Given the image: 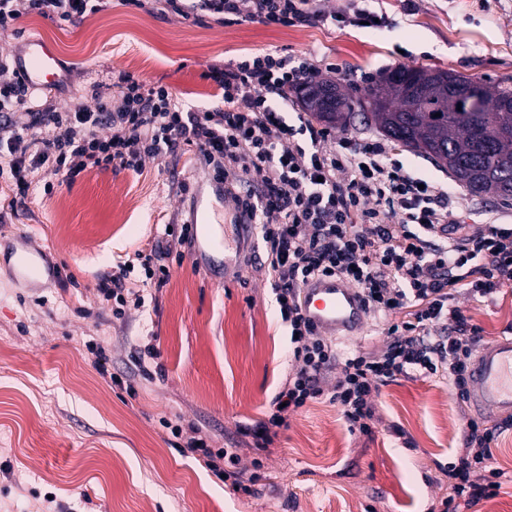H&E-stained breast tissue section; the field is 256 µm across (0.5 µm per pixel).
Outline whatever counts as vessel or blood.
Wrapping results in <instances>:
<instances>
[{
    "instance_id": "vessel-or-blood-1",
    "label": "vessel or blood",
    "mask_w": 512,
    "mask_h": 512,
    "mask_svg": "<svg viewBox=\"0 0 512 512\" xmlns=\"http://www.w3.org/2000/svg\"><path fill=\"white\" fill-rule=\"evenodd\" d=\"M15 68L34 91L51 89L65 80L55 46L39 37L21 45ZM189 222L198 256L220 247L205 214L192 213ZM299 294L303 316L320 335L351 337L363 330L367 309L358 288L345 277L317 275L307 279ZM467 388L474 410L512 411V339L478 349L468 369Z\"/></svg>"
}]
</instances>
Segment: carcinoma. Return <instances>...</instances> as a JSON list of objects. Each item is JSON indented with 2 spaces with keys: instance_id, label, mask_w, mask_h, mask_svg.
<instances>
[{
  "instance_id": "carcinoma-1",
  "label": "carcinoma",
  "mask_w": 512,
  "mask_h": 512,
  "mask_svg": "<svg viewBox=\"0 0 512 512\" xmlns=\"http://www.w3.org/2000/svg\"><path fill=\"white\" fill-rule=\"evenodd\" d=\"M358 109L470 190L512 199V78L489 86L452 71L400 67L357 95L336 80L319 82L304 103L313 118L344 128Z\"/></svg>"
}]
</instances>
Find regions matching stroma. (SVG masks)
<instances>
[{
	"label": "stroma",
	"mask_w": 512,
	"mask_h": 512,
	"mask_svg": "<svg viewBox=\"0 0 512 512\" xmlns=\"http://www.w3.org/2000/svg\"><path fill=\"white\" fill-rule=\"evenodd\" d=\"M392 24L358 27L255 23L194 24L180 16L124 5L82 23L60 25L31 14L0 31V54L24 38L53 43L69 78L54 91L58 107L88 101L93 83L130 72L162 84L181 102L220 106L204 77L211 65L278 49L314 54L321 78L338 67L345 83L361 73L399 66L452 70L491 83L512 77V0H369ZM397 152L413 175L449 184L466 223L511 224L512 201L480 200L448 171L405 147ZM35 179L55 186L13 202L0 179V512H439L448 494L443 466L464 446L473 417L443 377L402 375L381 386L372 435L351 432L325 399L291 414L266 450L253 448L243 427L265 419L295 366L288 332L274 315L256 267L255 242L215 255L210 268L181 247L163 288L142 311L112 315L96 285L117 261L164 227L190 216L193 200L232 236L231 198L214 195L213 179L194 152L146 159L140 172H83L75 182L45 169ZM188 192H180V183ZM28 239L61 266L60 278L12 275L9 253ZM463 313L481 326L484 342L512 336V287L492 303L462 295ZM150 344L143 367L129 360ZM105 349L113 371L134 377L136 396L113 386L97 367ZM501 431L493 462L504 477L496 497L463 512H512V426L483 414ZM206 435L213 448L236 455L251 492H237L202 462L181 455L165 421ZM403 438H396V431Z\"/></svg>",
	"instance_id": "stroma-1"
}]
</instances>
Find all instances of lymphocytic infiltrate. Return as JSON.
Segmentation results:
<instances>
[{"instance_id": "f902f5d3", "label": "lymphocytic infiltrate", "mask_w": 512, "mask_h": 512, "mask_svg": "<svg viewBox=\"0 0 512 512\" xmlns=\"http://www.w3.org/2000/svg\"><path fill=\"white\" fill-rule=\"evenodd\" d=\"M137 9L171 12L200 23L267 27L320 24L371 28L387 24L367 10L330 11L322 0H124ZM106 0H0V31L35 14L59 24H76L101 12ZM311 56L281 51L253 53L211 67L224 105L194 108L174 99L161 84L148 85L129 72L109 84H93L90 103L58 108L28 91L0 58V158L18 199L53 183L36 185L35 171L48 167L75 181L90 168L139 172L146 158L178 148L195 152L225 183L236 206L258 226L262 273L280 325L294 338L296 367L271 402L267 418L243 428L256 449L267 448L288 415L308 402L326 399L340 407L350 431L371 435L381 386L417 373L447 377L465 398L467 371L481 327L456 304L465 294L478 301L495 298L512 285V226L489 224L473 230L452 206L447 185L411 176L395 152L379 138L335 137L331 129L298 113L289 119L288 94L317 77ZM24 120H15V112ZM257 188H250L252 178ZM189 224L166 225V242L137 250L118 262L111 278L96 285L99 298L121 317L145 305L144 291L163 288L169 277L160 251H173L190 238ZM141 268V284L126 281ZM342 274L358 287L371 313L382 315L384 348L356 352L337 362L331 342L303 318L298 294L308 277ZM409 320H401L403 310ZM498 427L474 418L466 422V450L449 463L450 493L441 512L496 496L502 471L492 465ZM184 455L200 457L211 470H224L236 489L244 484L236 455L212 449L197 437L184 438ZM485 472L483 482L472 478Z\"/></svg>"}]
</instances>
